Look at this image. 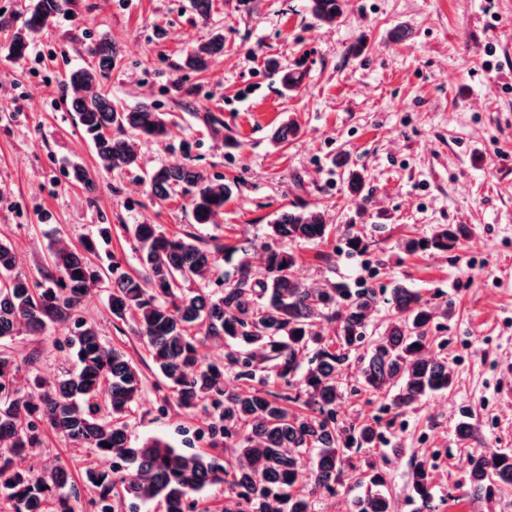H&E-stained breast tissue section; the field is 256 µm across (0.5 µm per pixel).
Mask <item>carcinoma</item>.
Masks as SVG:
<instances>
[{
  "label": "carcinoma",
  "mask_w": 512,
  "mask_h": 512,
  "mask_svg": "<svg viewBox=\"0 0 512 512\" xmlns=\"http://www.w3.org/2000/svg\"><path fill=\"white\" fill-rule=\"evenodd\" d=\"M71 2L36 0L11 37L10 55L24 58L33 35ZM341 2L309 0V8L319 21L333 24ZM92 54L94 69L68 73L71 108L102 169L137 168L139 156L124 134L166 137L165 113L148 104H114L99 89L112 71V40L101 37ZM222 55L224 35L218 32L187 53L183 68L204 72ZM299 133L300 127L288 121L272 139L285 144ZM149 185L161 203L175 188H184L194 223L201 225L216 222L231 193L224 179H213L190 163L154 168ZM346 185L359 196L365 178L350 169ZM126 231L136 243L139 274L128 273L116 259L105 267L95 263L99 240L110 236L108 227L76 247L51 245L38 279L17 272L14 249L0 242V342L39 336L62 318H74L76 328L58 342L74 370L52 385L33 373L25 394L16 388L17 375L24 366L35 368L38 352L20 364L10 353H0V497L7 512H74L72 501L80 497V487L67 465L59 459L35 465L48 431L98 457L112 458V468L84 472L83 487L94 496L98 512H123L126 503L137 507L154 501L163 512H198L195 495L218 485L224 486V512H316V495L335 492L347 467L358 472L357 483L366 489L353 501L352 512H392L387 475L369 462L353 463L362 450L386 443L384 431L377 419L338 418L344 400L341 373L357 361L360 391L384 400V410L397 415L431 393L451 389L455 374L442 353L445 342L431 335L438 309L397 282L387 298L389 321L376 337L369 327L377 294L366 282L354 288L336 282L317 288L303 284L287 245L323 242L331 233L324 213L305 204H293L268 224V235L279 245L266 246L263 271L255 273L241 262L232 279L217 274L215 255L224 252L222 244L192 233L168 235L149 222ZM466 234L462 224H438L429 236L405 241L404 249L448 252ZM344 240L351 253L370 247L349 229ZM103 279L112 315L133 320L166 399L212 415L209 435L235 449V462L225 466L217 456L187 454L160 439L130 444L127 417L143 395V374L121 349L105 344L93 324L78 317L91 284ZM191 282L213 284L220 293L184 288ZM324 321L336 323L334 335L322 334ZM209 339L224 342V359L202 355ZM312 449L318 450V459L308 468L305 455ZM464 470L478 505L512 490L511 451L473 453ZM410 491L418 512H434L431 465L424 458L412 461Z\"/></svg>",
  "instance_id": "obj_1"
}]
</instances>
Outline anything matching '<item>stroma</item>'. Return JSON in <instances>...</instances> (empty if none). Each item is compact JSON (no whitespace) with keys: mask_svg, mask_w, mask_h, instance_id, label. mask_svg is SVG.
<instances>
[{"mask_svg":"<svg viewBox=\"0 0 512 512\" xmlns=\"http://www.w3.org/2000/svg\"><path fill=\"white\" fill-rule=\"evenodd\" d=\"M31 5L0 0V241L14 247L19 271L39 275L50 242L76 244L103 225L107 252L137 268L126 228L144 221L168 234L219 237L232 249L221 271L243 259L257 269L275 215L294 203L320 208L337 231L324 243L292 244L300 281L371 283L376 333L395 280L450 309L432 333L448 341L454 387L394 418L357 393L354 362L342 377L341 418L387 422V444L369 457L388 476L394 512H415L409 472L422 455L435 463L436 512H473L467 454L512 450V0H343L331 25L312 16L308 0H212L206 18L192 0H74L71 15L57 16L17 60L8 44ZM219 31L223 56L202 73L183 69L185 54ZM102 34L116 51L103 81L113 102L151 103L168 120L163 140L135 139L140 166L132 170L100 169L62 85L66 72L95 66L91 48ZM293 68L305 79L287 92L280 75ZM210 113L223 120L222 134ZM287 120L300 135L274 143ZM182 163L231 182L216 224H195L183 193L153 200L149 172ZM75 164L92 174L94 192L72 182ZM350 165L365 173L362 196L347 191ZM438 224L467 227L458 249L403 250L404 239ZM345 229L371 241L368 253L348 255ZM79 315L145 370L128 418L131 443L158 438L190 454L207 450L200 434L209 417L164 406L134 324L112 315L107 288L93 287ZM73 329L58 320L41 336L16 337L9 350L19 359L38 351V372L53 383L72 368L56 343ZM465 416L480 429L470 445L455 434ZM42 457L61 459L76 477L89 464L112 465L51 433Z\"/></svg>","mask_w":512,"mask_h":512,"instance_id":"stroma-1","label":"stroma"}]
</instances>
